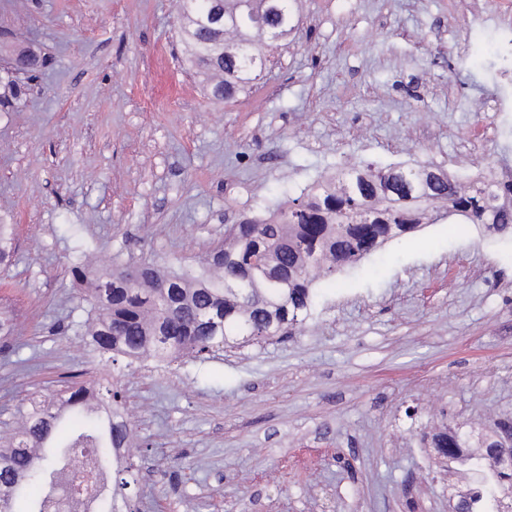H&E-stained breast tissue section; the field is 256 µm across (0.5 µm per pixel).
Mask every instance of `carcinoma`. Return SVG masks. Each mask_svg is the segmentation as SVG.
Returning <instances> with one entry per match:
<instances>
[{
	"label": "carcinoma",
	"instance_id": "obj_1",
	"mask_svg": "<svg viewBox=\"0 0 512 512\" xmlns=\"http://www.w3.org/2000/svg\"><path fill=\"white\" fill-rule=\"evenodd\" d=\"M224 20L212 19L215 0H182L178 33L185 60L204 76L210 98L227 103L261 79L275 51L295 28L298 0H223ZM0 70V103L26 95L24 76L44 60L29 46L10 50ZM433 164L374 168L355 163L318 179L296 197L264 214L246 215L224 232L197 266L172 268L153 262L98 269L72 260L74 287L87 318L88 346L115 362L122 358L170 364L250 340L273 339L305 323L314 303L313 285L336 275L389 241L440 217L480 224L492 234H512V183L485 170L466 186ZM10 225L0 224V262L10 257ZM109 381L73 383L18 408L20 430L0 446V512H13L21 491L36 487L31 512H50L54 484L70 470L76 449L91 448L87 463L112 477L120 494L134 480L130 466L113 459L125 448L130 421L118 411ZM512 425L477 451L469 439L446 429L434 434L436 453L450 448L466 473L481 472V496L468 512H503L502 491L512 471L496 468L492 448Z\"/></svg>",
	"mask_w": 512,
	"mask_h": 512
}]
</instances>
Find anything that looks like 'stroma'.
<instances>
[{
    "mask_svg": "<svg viewBox=\"0 0 512 512\" xmlns=\"http://www.w3.org/2000/svg\"><path fill=\"white\" fill-rule=\"evenodd\" d=\"M482 0H301L262 83L209 99L181 62L179 0H0L47 63L0 111V437L70 376L120 389L139 512H448L467 474L421 434L512 423V237L439 219L315 283L282 338L168 366L101 362L68 260L190 263L227 225L351 161L512 181V116Z\"/></svg>",
    "mask_w": 512,
    "mask_h": 512,
    "instance_id": "obj_1",
    "label": "stroma"
}]
</instances>
